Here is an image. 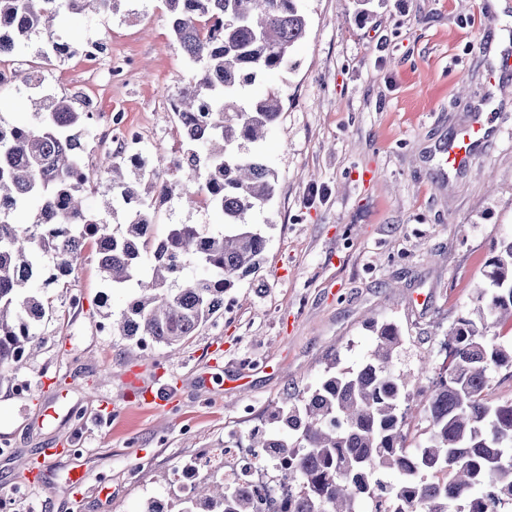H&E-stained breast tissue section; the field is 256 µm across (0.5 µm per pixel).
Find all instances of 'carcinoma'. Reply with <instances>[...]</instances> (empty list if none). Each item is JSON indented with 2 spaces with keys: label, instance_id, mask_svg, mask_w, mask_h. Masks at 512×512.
I'll list each match as a JSON object with an SVG mask.
<instances>
[{
  "label": "carcinoma",
  "instance_id": "carcinoma-1",
  "mask_svg": "<svg viewBox=\"0 0 512 512\" xmlns=\"http://www.w3.org/2000/svg\"><path fill=\"white\" fill-rule=\"evenodd\" d=\"M117 0H0V56L33 36L47 38L43 61L69 54L55 33L65 13L109 12ZM299 0H164L172 34L191 64V79L172 101L187 137L180 179L163 178L167 159L128 173L121 153L103 158L99 175L110 189L104 212L126 198L119 231L86 204L82 131L91 102L76 96L28 98L31 119L0 123V384L41 346L39 326L56 314L50 298L29 291L43 261L65 283L87 247L107 286L129 293L126 306L103 313L112 330L135 343L140 357L163 344L175 354L200 327L224 315V293L253 273L265 237L249 214L272 199L275 172L260 143L283 112L276 94L251 99L248 88L284 66L309 31ZM178 196L218 211L222 229L172 224L160 240L151 209ZM25 207L34 221L18 224ZM475 288L471 312L458 318L430 382L396 372L404 337L392 323H372L374 344L350 367L331 355L324 374L299 398H284L267 430L249 434L257 448H276L288 488L287 512H499L512 504V399L489 397L491 373L512 367V344L490 335L488 322L512 321V239L501 243ZM417 399L428 426L423 441L406 443L408 402ZM170 512H253L250 492L206 471L189 494L168 490Z\"/></svg>",
  "mask_w": 512,
  "mask_h": 512
}]
</instances>
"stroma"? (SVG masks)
Wrapping results in <instances>:
<instances>
[{
	"label": "stroma",
	"mask_w": 512,
	"mask_h": 512,
	"mask_svg": "<svg viewBox=\"0 0 512 512\" xmlns=\"http://www.w3.org/2000/svg\"><path fill=\"white\" fill-rule=\"evenodd\" d=\"M309 33L288 63L251 88L284 110L262 151L276 193L250 216L266 238L258 271L236 283L231 312L201 327L179 354L154 346L144 361L100 317L106 295L93 254L67 278L69 295L43 323L45 341L0 385V502L11 512H142L167 495L165 479L224 435L248 432L271 406L323 373L368 353L371 323L404 337L397 371L444 357L449 328L472 305L496 244L512 235V0H303ZM71 53L45 64L35 36L0 67L41 76L0 86V122L27 112V95L91 100L83 158L87 203L106 190L99 165L129 128L149 155H178L170 100L189 68L173 43L163 0H120L111 13L61 16ZM128 60L117 79L86 67L87 40ZM121 114L109 127L107 117ZM484 117L488 132L465 167L446 151ZM169 225L219 229L212 208L166 204ZM164 397L152 407L150 394ZM52 457H44L45 449ZM84 472L80 495L69 474Z\"/></svg>",
	"instance_id": "35a3bbf8"
}]
</instances>
